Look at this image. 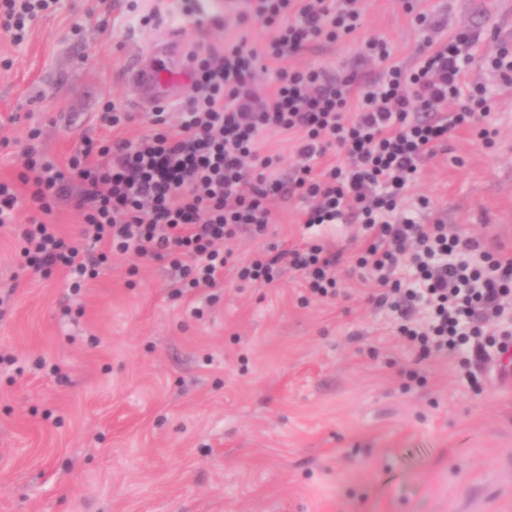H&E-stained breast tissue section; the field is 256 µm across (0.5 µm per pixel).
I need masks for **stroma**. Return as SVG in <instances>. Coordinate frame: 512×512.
<instances>
[{"label": "stroma", "mask_w": 512, "mask_h": 512, "mask_svg": "<svg viewBox=\"0 0 512 512\" xmlns=\"http://www.w3.org/2000/svg\"><path fill=\"white\" fill-rule=\"evenodd\" d=\"M248 9L58 0L22 44L0 37V177H18L29 125L57 160L80 137H111L96 120L103 101L138 112L125 70L156 67L164 35H182L190 54L238 31L268 47L273 28L242 22ZM418 10L432 26L414 25ZM462 26L479 35L469 79L491 98L481 124L496 143L457 130L400 209L512 257V84L490 69L512 49V0H364L361 29L289 64L366 87L383 71L358 52L366 38L409 66L420 43ZM308 207L274 200L266 236L228 244L240 261L312 235L343 252L335 296L306 303L289 268L273 287L225 269L209 305L173 296L167 262L122 254L76 295L63 272L23 268L0 229V290L13 291L0 304V512H512V374L498 338L420 355L396 313L368 298L352 262L360 224L311 229Z\"/></svg>", "instance_id": "35a3bbf8"}]
</instances>
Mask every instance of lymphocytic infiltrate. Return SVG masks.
<instances>
[{
  "label": "lymphocytic infiltrate",
  "mask_w": 512,
  "mask_h": 512,
  "mask_svg": "<svg viewBox=\"0 0 512 512\" xmlns=\"http://www.w3.org/2000/svg\"><path fill=\"white\" fill-rule=\"evenodd\" d=\"M47 2L0 0V31L21 41L26 19ZM251 19L275 28L267 51L258 53L240 35L223 51L193 55L191 96L177 123L159 111L139 140L84 138L60 162L44 152L40 128H30L18 181L0 179V227L15 226L23 265L45 276L65 271L78 290L98 276L109 255L132 253L167 261L174 295L206 292L222 283L225 242L241 232L265 236L269 199L297 191L312 204L307 223L335 224L356 212L366 232L356 264L377 290L374 302L397 312L399 332L421 350L452 352L468 336L483 335L512 297V258L481 249L445 224H419L397 213L421 159L488 110L482 85L461 91L475 35L462 30L426 42L409 68L392 62L386 42L368 39L360 50L384 71L357 92L349 78L332 83L321 68L287 69L279 62L314 40L360 29L362 0H258ZM269 70L276 88L264 96L257 76ZM272 129L292 135L302 160L285 178L277 173L278 156L264 150ZM331 147L336 164L317 170ZM62 203L82 216L70 237L49 220ZM26 206L33 214L17 224ZM404 255L418 287L395 275ZM339 261V254L308 241L274 254L256 252L237 276L270 284L289 267L302 272L311 294L325 296L337 288ZM419 298L431 311L425 326L413 318Z\"/></svg>",
  "instance_id": "1"
}]
</instances>
